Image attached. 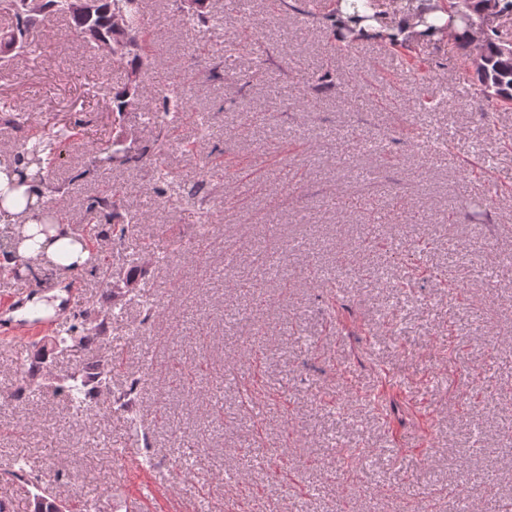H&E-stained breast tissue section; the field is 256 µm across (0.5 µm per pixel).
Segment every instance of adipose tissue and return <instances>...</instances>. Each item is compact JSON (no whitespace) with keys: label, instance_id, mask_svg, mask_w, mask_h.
Returning <instances> with one entry per match:
<instances>
[{"label":"adipose tissue","instance_id":"ef3b65f1","mask_svg":"<svg viewBox=\"0 0 512 512\" xmlns=\"http://www.w3.org/2000/svg\"><path fill=\"white\" fill-rule=\"evenodd\" d=\"M329 23L337 35L345 36L351 42H414L424 38L431 25L443 29L445 37L457 42L464 35L462 26L449 24L447 13L440 10L422 15L406 9L377 22L365 18L363 9L354 7L353 0H336ZM27 189L29 202L19 201L13 193L0 208L9 215L12 234L20 238L14 252L15 264L22 270H49L60 277L85 268L89 251L83 243L77 242L69 225H57L47 236L38 234L33 209L43 203L44 190L36 181L28 182Z\"/></svg>","mask_w":512,"mask_h":512}]
</instances>
